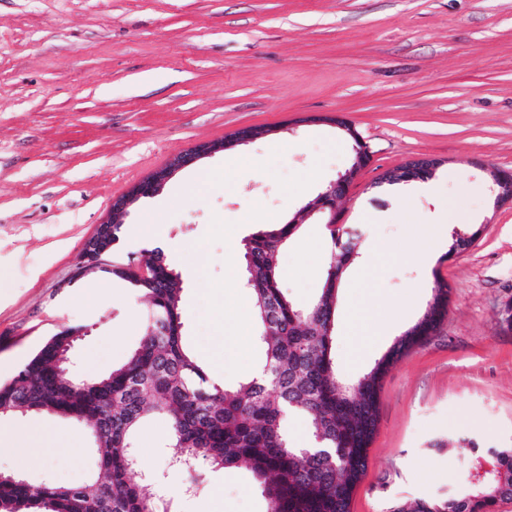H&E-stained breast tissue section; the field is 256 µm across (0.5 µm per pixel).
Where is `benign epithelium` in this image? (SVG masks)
I'll return each mask as SVG.
<instances>
[{
    "label": "benign epithelium",
    "instance_id": "obj_1",
    "mask_svg": "<svg viewBox=\"0 0 512 512\" xmlns=\"http://www.w3.org/2000/svg\"><path fill=\"white\" fill-rule=\"evenodd\" d=\"M271 130L258 127H247L236 131L229 137L220 140L200 142L187 151L174 157L168 164L155 170L146 179L134 184L126 193L112 201V218L97 225L95 232L87 239L81 252L76 258L75 274H80L87 262L101 263L109 249L110 225L121 223V217L138 199L158 193L175 171L195 164L199 160L218 153L226 152L238 145L264 137ZM486 173L492 180L496 191L495 202L512 205V173L495 166L486 168ZM498 456L490 452L472 460L469 480L477 484L497 468Z\"/></svg>",
    "mask_w": 512,
    "mask_h": 512
}]
</instances>
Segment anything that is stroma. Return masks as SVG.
Instances as JSON below:
<instances>
[{
    "label": "stroma",
    "mask_w": 512,
    "mask_h": 512,
    "mask_svg": "<svg viewBox=\"0 0 512 512\" xmlns=\"http://www.w3.org/2000/svg\"><path fill=\"white\" fill-rule=\"evenodd\" d=\"M319 115L316 123L307 122ZM372 160L337 200L360 228L368 268L350 266L336 303L343 379L368 372L448 288L438 329L385 373L368 467L350 512H393L459 493L474 452L512 448V206L496 205L484 165L512 170V0H0V379L52 333H89L73 374L109 372L138 346L146 306L106 273L74 261L112 201L174 156L244 127L269 135L172 176L122 219L113 257L161 250L183 280V343L214 348L199 362L231 386L240 364L217 351L221 315L252 305L245 236L283 224L347 171L353 143ZM442 162L437 194L401 200L381 175L410 159ZM214 177L191 188L193 176ZM449 209L478 231L468 250L427 260L420 225ZM323 215L279 256L297 304L324 285ZM33 428L46 459L19 464L0 443V471L30 484L77 485L96 471L93 438L42 412L0 418ZM144 474L168 487L166 418L137 433ZM177 512H265L249 474L203 467Z\"/></svg>",
    "instance_id": "35a3bbf8"
}]
</instances>
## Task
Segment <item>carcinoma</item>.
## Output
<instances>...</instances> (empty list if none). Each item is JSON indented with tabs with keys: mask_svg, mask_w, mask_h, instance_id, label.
<instances>
[{
	"mask_svg": "<svg viewBox=\"0 0 512 512\" xmlns=\"http://www.w3.org/2000/svg\"><path fill=\"white\" fill-rule=\"evenodd\" d=\"M300 229L296 219L264 227L243 240L245 287L251 294L265 374L236 387L211 381L182 344V281L161 251L143 263L141 281L112 261V275L148 303L138 347L118 368L95 379L64 374L73 334L62 328L8 381L0 383V417L50 412L86 425L96 441L98 470L83 485L33 486L0 473V512H174L147 478L135 479L139 423L162 414L170 423L168 461L175 471L212 468L248 471L266 512H349L346 493L361 479L366 448L378 421V384L392 348L366 374L346 382L335 352L336 295L358 257L360 235L343 225L330 236L331 254L320 295L298 306L283 291L277 243ZM309 425L314 446L289 437L288 415ZM497 469L482 482H465L453 498L415 500L393 512H491L512 498V448L495 449Z\"/></svg>",
	"mask_w": 512,
	"mask_h": 512,
	"instance_id": "1",
	"label": "carcinoma"
}]
</instances>
